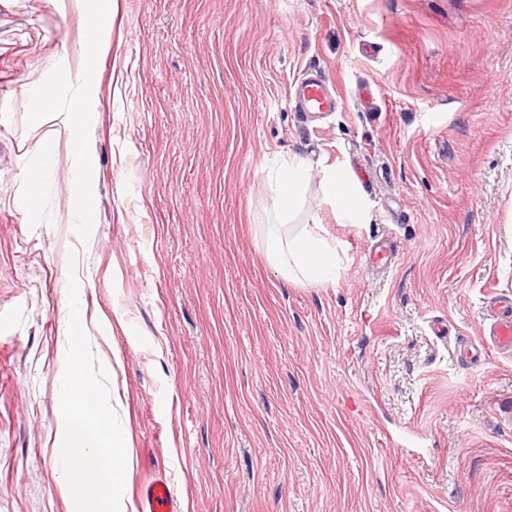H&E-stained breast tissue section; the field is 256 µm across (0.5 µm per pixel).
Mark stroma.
Returning a JSON list of instances; mask_svg holds the SVG:
<instances>
[{
  "instance_id": "1",
  "label": "stroma",
  "mask_w": 512,
  "mask_h": 512,
  "mask_svg": "<svg viewBox=\"0 0 512 512\" xmlns=\"http://www.w3.org/2000/svg\"><path fill=\"white\" fill-rule=\"evenodd\" d=\"M80 9L0 0V512L72 506L52 454L72 273L124 499L160 477L181 512H512V356L478 372L451 354L512 296V0H112L92 63ZM309 72L339 98L317 121L290 101ZM90 84L88 232L69 125ZM294 156L333 286L266 256L265 170ZM331 169L366 223L324 202ZM382 238L398 252L376 270ZM401 422L415 455L386 441Z\"/></svg>"
}]
</instances>
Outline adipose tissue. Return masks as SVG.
<instances>
[{
    "label": "adipose tissue",
    "instance_id": "ef3b65f1",
    "mask_svg": "<svg viewBox=\"0 0 512 512\" xmlns=\"http://www.w3.org/2000/svg\"><path fill=\"white\" fill-rule=\"evenodd\" d=\"M72 111L70 131L75 154L80 160V177L74 183V190L80 201V219L86 223L93 211V200L88 196L83 181L84 174L94 164V157L84 142V131L92 119L89 100L84 97L76 99ZM268 177L273 187L275 211L282 217H292L300 206L303 187L309 180L308 168L301 159L294 158L288 164L269 171ZM321 187L325 200L335 208L338 219L346 224L365 223L366 208L353 183H342L338 173L331 171L324 174ZM265 249L267 257L277 264L286 281L333 285L341 276L338 253L321 235L319 224L301 225L300 229L285 237L269 233Z\"/></svg>",
    "mask_w": 512,
    "mask_h": 512
}]
</instances>
